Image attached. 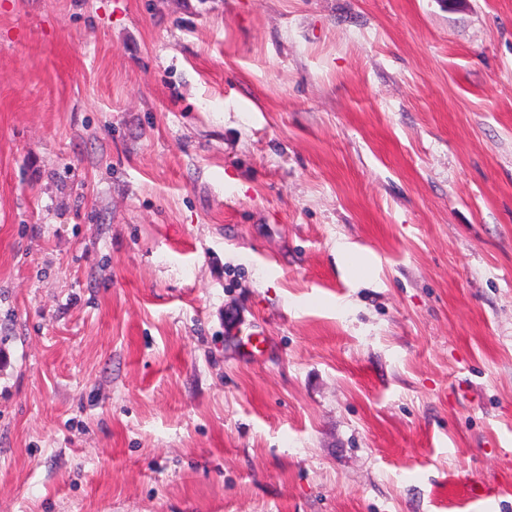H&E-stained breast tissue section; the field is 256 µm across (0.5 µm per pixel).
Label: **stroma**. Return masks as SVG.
I'll return each instance as SVG.
<instances>
[{"instance_id":"35a3bbf8","label":"stroma","mask_w":512,"mask_h":512,"mask_svg":"<svg viewBox=\"0 0 512 512\" xmlns=\"http://www.w3.org/2000/svg\"><path fill=\"white\" fill-rule=\"evenodd\" d=\"M0 512H512V0H0Z\"/></svg>"}]
</instances>
